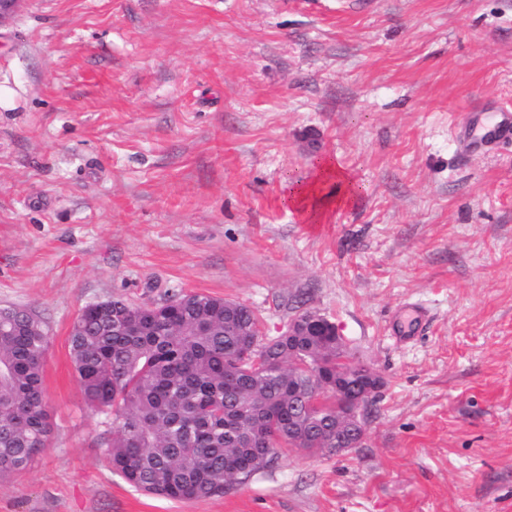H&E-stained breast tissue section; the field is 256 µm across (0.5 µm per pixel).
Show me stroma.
Listing matches in <instances>:
<instances>
[{"mask_svg":"<svg viewBox=\"0 0 512 512\" xmlns=\"http://www.w3.org/2000/svg\"><path fill=\"white\" fill-rule=\"evenodd\" d=\"M512 0H25L0 25V306L46 325L49 445L0 512H512ZM328 157L357 203L285 195ZM313 309L384 380L359 447L170 501L107 466L86 305ZM427 317L408 323L405 308ZM511 112V110L497 112L496 121L488 128L485 135L480 139V145H483V142H493L495 144H512Z\"/></svg>","mask_w":512,"mask_h":512,"instance_id":"1","label":"stroma"}]
</instances>
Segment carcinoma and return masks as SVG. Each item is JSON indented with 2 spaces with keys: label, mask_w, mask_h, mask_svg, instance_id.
<instances>
[{
  "label": "carcinoma",
  "mask_w": 512,
  "mask_h": 512,
  "mask_svg": "<svg viewBox=\"0 0 512 512\" xmlns=\"http://www.w3.org/2000/svg\"><path fill=\"white\" fill-rule=\"evenodd\" d=\"M48 332L33 311L0 313V480L47 447ZM70 357L85 401L104 414L105 459L129 486L181 501L220 496L274 466L285 448L323 450L350 430V394L307 387L312 372L365 366L322 332L264 336L250 306L174 291L136 305L118 296L80 313Z\"/></svg>",
  "instance_id": "cac0c4a2"
}]
</instances>
